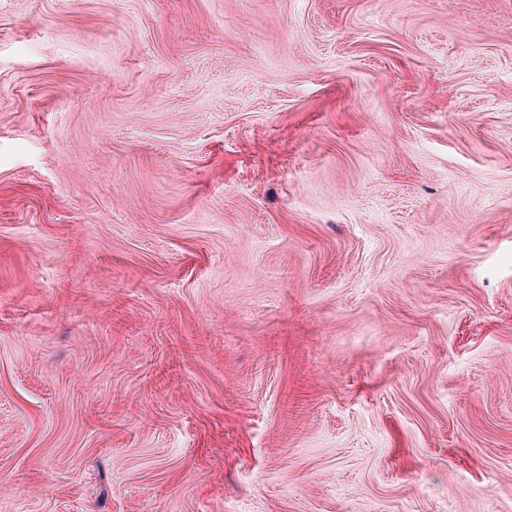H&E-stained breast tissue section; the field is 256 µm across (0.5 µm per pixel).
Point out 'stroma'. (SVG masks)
<instances>
[{"label":"stroma","mask_w":512,"mask_h":512,"mask_svg":"<svg viewBox=\"0 0 512 512\" xmlns=\"http://www.w3.org/2000/svg\"><path fill=\"white\" fill-rule=\"evenodd\" d=\"M0 512H512V0H0Z\"/></svg>","instance_id":"stroma-1"}]
</instances>
